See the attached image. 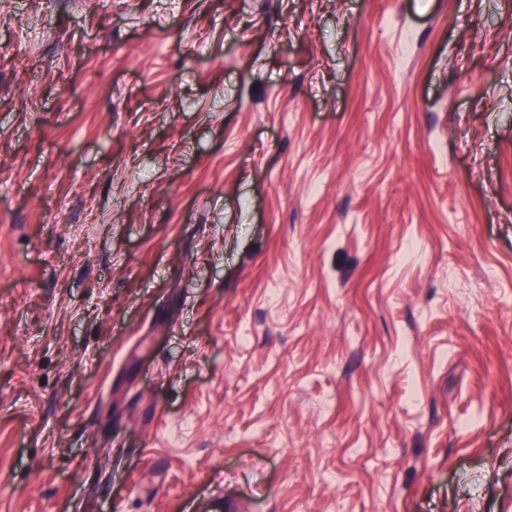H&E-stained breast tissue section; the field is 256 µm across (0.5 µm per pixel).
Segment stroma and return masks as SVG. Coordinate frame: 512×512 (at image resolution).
<instances>
[{
  "instance_id": "1",
  "label": "stroma",
  "mask_w": 512,
  "mask_h": 512,
  "mask_svg": "<svg viewBox=\"0 0 512 512\" xmlns=\"http://www.w3.org/2000/svg\"><path fill=\"white\" fill-rule=\"evenodd\" d=\"M512 512V0H0V512Z\"/></svg>"
}]
</instances>
